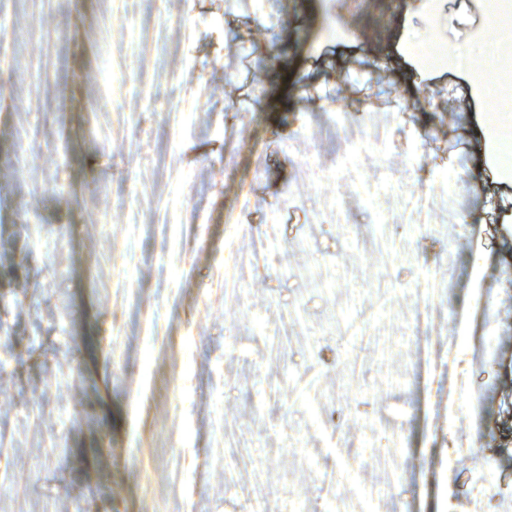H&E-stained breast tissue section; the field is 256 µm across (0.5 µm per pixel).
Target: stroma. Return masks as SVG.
Returning a JSON list of instances; mask_svg holds the SVG:
<instances>
[{
    "label": "stroma",
    "instance_id": "obj_1",
    "mask_svg": "<svg viewBox=\"0 0 512 512\" xmlns=\"http://www.w3.org/2000/svg\"><path fill=\"white\" fill-rule=\"evenodd\" d=\"M499 22L0 0V512H512V168L425 62ZM45 28L58 111L24 71Z\"/></svg>",
    "mask_w": 512,
    "mask_h": 512
}]
</instances>
